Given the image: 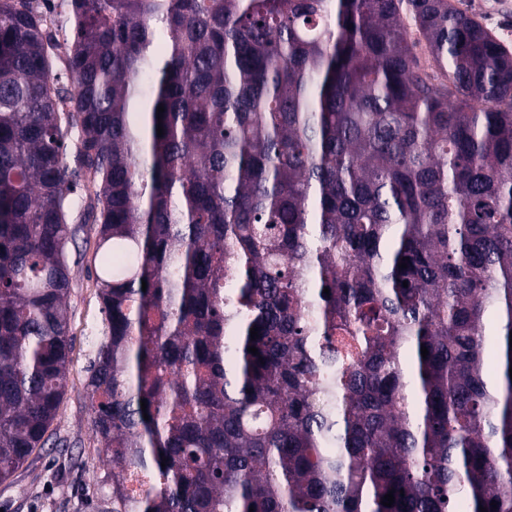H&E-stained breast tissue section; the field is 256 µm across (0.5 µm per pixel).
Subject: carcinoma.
<instances>
[{"label": "carcinoma", "instance_id": "carcinoma-1", "mask_svg": "<svg viewBox=\"0 0 512 512\" xmlns=\"http://www.w3.org/2000/svg\"><path fill=\"white\" fill-rule=\"evenodd\" d=\"M89 222L112 512H512V51L476 15L0 0V482Z\"/></svg>", "mask_w": 512, "mask_h": 512}]
</instances>
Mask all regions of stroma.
I'll return each mask as SVG.
<instances>
[{
	"mask_svg": "<svg viewBox=\"0 0 512 512\" xmlns=\"http://www.w3.org/2000/svg\"><path fill=\"white\" fill-rule=\"evenodd\" d=\"M452 2L512 44V0ZM97 243L96 225L84 224L70 246L74 265L67 304L73 350L64 395L44 448L0 483V512H112V467L99 454L85 386L91 341L102 318L92 261Z\"/></svg>",
	"mask_w": 512,
	"mask_h": 512,
	"instance_id": "1",
	"label": "stroma"
}]
</instances>
